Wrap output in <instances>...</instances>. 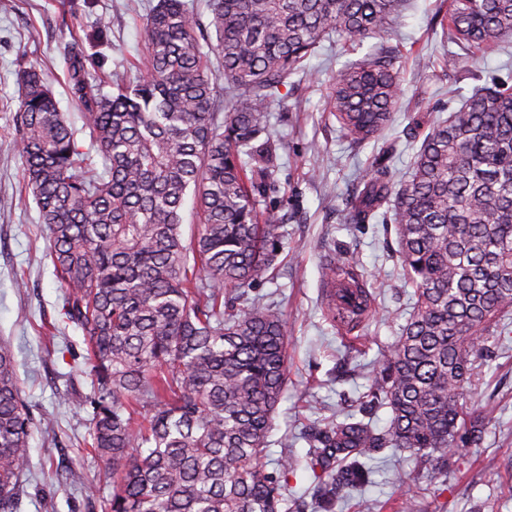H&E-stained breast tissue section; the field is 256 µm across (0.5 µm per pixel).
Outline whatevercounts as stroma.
<instances>
[{
  "instance_id": "obj_1",
  "label": "stroma",
  "mask_w": 512,
  "mask_h": 512,
  "mask_svg": "<svg viewBox=\"0 0 512 512\" xmlns=\"http://www.w3.org/2000/svg\"><path fill=\"white\" fill-rule=\"evenodd\" d=\"M156 0H0V340L14 354L21 396L30 410L29 467L20 512H101L112 483L103 463L90 454L88 410L91 379L84 371V337L62 322L63 290L50 262L46 226L36 204H17L22 164L12 143L20 109L19 65L40 71L83 149L93 143L70 96L68 58L74 40L92 57L103 79L146 71L143 20ZM447 0H411L390 44L398 45L395 67L404 97L416 98L431 117H447L461 96L494 80L512 81V42L478 52L466 76L446 66L448 46L432 26ZM108 22L104 39L95 31ZM362 51L323 41L305 72L288 78V98L272 105L268 123L282 156L276 186L264 206L274 208L284 249L272 279L255 290L280 308L288 321V384L268 435L266 465L283 456L298 468L288 481V512H321L317 480L309 466L311 429L357 410L383 350L398 338L411 310L392 225L376 218L352 223L345 200L362 187V175L380 149L393 146L387 162L391 181L410 171L423 139L406 111L376 141L357 146L338 130L326 107L337 72ZM318 151H311V144ZM352 266L372 297L355 349L340 334L323 296L325 272L335 261ZM24 287H17V279ZM487 411L482 447L466 448L447 479L431 478L408 454L390 450L365 458L370 480L335 504L333 512H396L403 484L419 488L420 512H512V337L500 340L495 357L472 388ZM81 469L88 485L70 483Z\"/></svg>"
}]
</instances>
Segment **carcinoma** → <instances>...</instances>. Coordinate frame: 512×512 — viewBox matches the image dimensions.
I'll list each match as a JSON object with an SVG mask.
<instances>
[{"mask_svg": "<svg viewBox=\"0 0 512 512\" xmlns=\"http://www.w3.org/2000/svg\"><path fill=\"white\" fill-rule=\"evenodd\" d=\"M407 0H212L214 73L184 0H157L145 21L148 69L105 92L73 44L68 82L104 173L78 145L38 71L20 67L15 140L24 191L64 288L62 320L81 329L91 379L90 447L112 493L102 512H282L288 456L266 470L267 437L288 381V322L249 292L270 279L282 234L260 208L275 187L279 140L268 108L331 33L356 49L390 36ZM450 70L512 39V0H448L433 19ZM393 50L374 46L336 74L327 107L363 145L403 107ZM227 113L219 121L217 98ZM386 147L349 202L365 224L387 209L412 312L383 351L363 405L311 444L319 504L366 479L370 449L407 452L435 477L478 448L488 415L467 410L477 370L512 314V86L481 87L428 123L409 176L393 185ZM192 197L197 230L183 232ZM31 416L0 342V512H17Z\"/></svg>", "mask_w": 512, "mask_h": 512, "instance_id": "obj_1", "label": "carcinoma"}]
</instances>
